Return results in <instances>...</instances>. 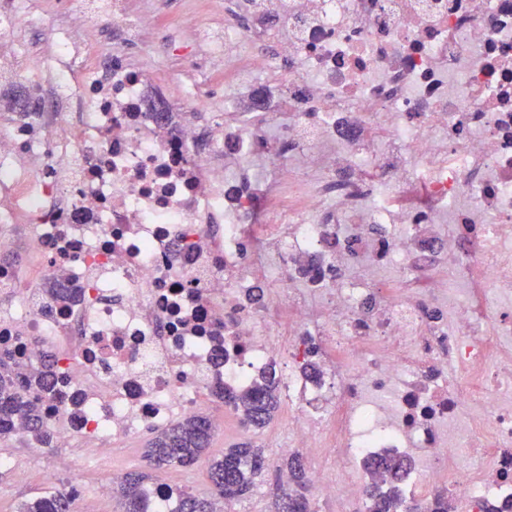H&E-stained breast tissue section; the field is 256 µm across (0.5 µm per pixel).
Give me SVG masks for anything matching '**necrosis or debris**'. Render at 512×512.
Masks as SVG:
<instances>
[{
    "mask_svg": "<svg viewBox=\"0 0 512 512\" xmlns=\"http://www.w3.org/2000/svg\"><path fill=\"white\" fill-rule=\"evenodd\" d=\"M209 8L223 23L181 26L217 102L91 53L87 24L138 42L161 0L0 9V92L24 83L0 102V350L59 356V443L167 426L273 367L280 453L340 462L311 471L323 499L361 497L389 452L407 500L512 512V0Z\"/></svg>",
    "mask_w": 512,
    "mask_h": 512,
    "instance_id": "1",
    "label": "necrosis or debris"
}]
</instances>
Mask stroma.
I'll return each instance as SVG.
<instances>
[{
  "label": "stroma",
  "mask_w": 512,
  "mask_h": 512,
  "mask_svg": "<svg viewBox=\"0 0 512 512\" xmlns=\"http://www.w3.org/2000/svg\"><path fill=\"white\" fill-rule=\"evenodd\" d=\"M187 0H166L165 9L169 17L166 25L148 33L149 42L166 41L171 49L167 55L156 57L155 65L162 74L184 73L188 62L183 57L182 32L175 19L181 15ZM206 413L224 412L225 426L216 427L207 458L199 460L193 467L149 468L145 452L153 436L151 429L121 447L98 448L87 453L81 441H71L67 446L51 448L46 454L35 457L27 444L13 438L0 443V458L12 459V466L0 465V512H18L25 501L62 489L74 496V512H83L85 501L96 498L100 486L110 473L120 470L126 473H144V487L166 485L201 498L211 497L213 489L209 479V460L222 456L225 448L243 441L252 442L262 448L266 456V467L257 477L252 492L246 496L247 504L256 506L260 512H273V503L283 483L286 456L279 453L277 444L288 429L287 407H280L272 421L263 429H246L237 413L223 410L216 399H208Z\"/></svg>",
  "instance_id": "35a3bbf8"
}]
</instances>
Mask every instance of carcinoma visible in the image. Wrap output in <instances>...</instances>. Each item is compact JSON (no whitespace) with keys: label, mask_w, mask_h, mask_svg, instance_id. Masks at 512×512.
<instances>
[{"label":"carcinoma","mask_w":512,"mask_h":512,"mask_svg":"<svg viewBox=\"0 0 512 512\" xmlns=\"http://www.w3.org/2000/svg\"><path fill=\"white\" fill-rule=\"evenodd\" d=\"M56 365L54 356L43 354L37 366L18 362L8 352L0 351V440L14 436V424L20 420L34 437L49 446L54 433L48 426L39 404L28 393H43L51 389L50 377ZM213 394L240 414L243 425L259 429L267 425L279 409V380L273 370L262 376L256 386L231 390L222 388ZM211 422L198 413L157 433L149 442L146 457L158 468L165 466L190 467L209 447ZM264 457L261 449L249 442L224 450V455L211 462L209 478L216 495L233 501L247 495L254 487V478L262 471ZM291 487L275 503V512H285V502L295 500L301 505L298 512H314L310 507L308 479L301 464H288ZM368 469L372 483L365 491V512H449L448 495L436 496L429 503L405 502L401 493L404 463L390 455L372 460ZM124 499L123 512H149L142 489V476L128 474L120 482ZM177 512H216L215 503L185 491L176 492ZM72 495L54 491L26 505L20 512H72Z\"/></svg>","instance_id":"obj_1"}]
</instances>
